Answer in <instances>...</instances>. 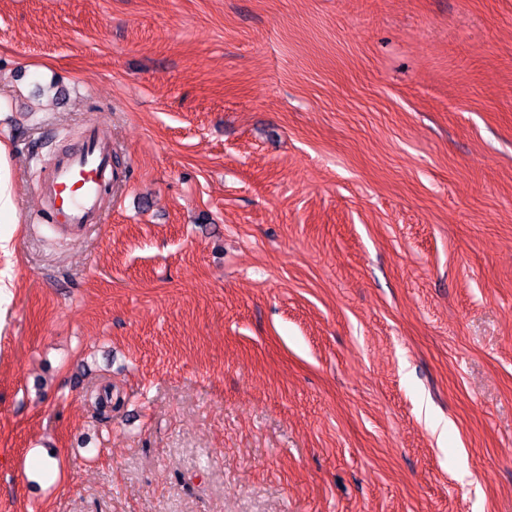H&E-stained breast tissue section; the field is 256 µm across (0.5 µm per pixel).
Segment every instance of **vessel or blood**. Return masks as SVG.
<instances>
[{
    "label": "vessel or blood",
    "instance_id": "1",
    "mask_svg": "<svg viewBox=\"0 0 512 512\" xmlns=\"http://www.w3.org/2000/svg\"><path fill=\"white\" fill-rule=\"evenodd\" d=\"M126 180V169L114 163L111 140L91 127L55 160L38 182L37 191L44 211L56 223L81 232L102 223L105 190Z\"/></svg>",
    "mask_w": 512,
    "mask_h": 512
}]
</instances>
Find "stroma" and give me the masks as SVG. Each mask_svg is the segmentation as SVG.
Segmentation results:
<instances>
[{
	"mask_svg": "<svg viewBox=\"0 0 512 512\" xmlns=\"http://www.w3.org/2000/svg\"><path fill=\"white\" fill-rule=\"evenodd\" d=\"M0 142V512H512V0H0ZM126 180V169L114 164L111 140L91 126L50 166L37 191L43 210L54 217L55 224L82 232L102 224L105 189ZM11 155L0 143V224L17 223V205L14 189Z\"/></svg>",
	"mask_w": 512,
	"mask_h": 512,
	"instance_id": "1",
	"label": "stroma"
}]
</instances>
